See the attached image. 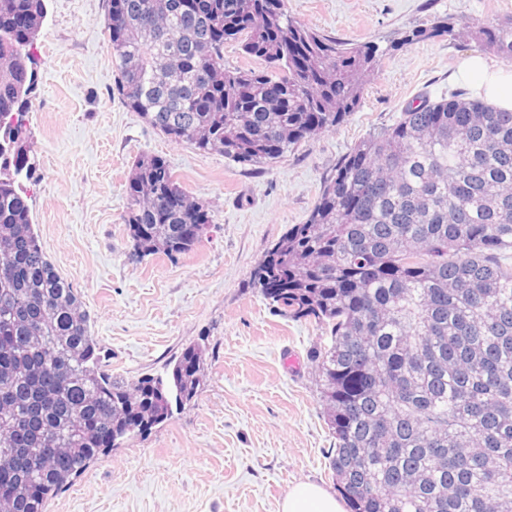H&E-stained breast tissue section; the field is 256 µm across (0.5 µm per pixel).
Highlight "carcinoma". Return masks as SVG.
Listing matches in <instances>:
<instances>
[{
  "label": "carcinoma",
  "mask_w": 512,
  "mask_h": 512,
  "mask_svg": "<svg viewBox=\"0 0 512 512\" xmlns=\"http://www.w3.org/2000/svg\"><path fill=\"white\" fill-rule=\"evenodd\" d=\"M45 0H0V512H47L104 451L191 400L205 348L168 380L104 369L75 289L46 257L20 178ZM125 106L177 143L261 166L358 107L382 52L293 20L284 0H107ZM512 60V20L414 28ZM234 43L256 70L224 66ZM138 253L207 234L206 204L155 155L126 187ZM253 286L328 342L311 352L350 512H512V112L456 93L411 103L356 144Z\"/></svg>",
  "instance_id": "obj_1"
}]
</instances>
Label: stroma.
<instances>
[{"mask_svg": "<svg viewBox=\"0 0 512 512\" xmlns=\"http://www.w3.org/2000/svg\"><path fill=\"white\" fill-rule=\"evenodd\" d=\"M321 34L385 48L361 104L342 124L280 162L244 166L168 139L117 91L105 0H48L34 53L38 83L26 118L25 186L32 222L56 272L78 293L113 377H169L193 343L205 379L146 434L101 455L48 512H279L290 488L337 486L334 444L310 352L324 331L276 311L252 270L291 225L305 221L323 181L362 139L411 100L472 93L458 74L483 53L466 38L400 45L406 30L512 18V0H285ZM143 154L163 157L213 222L189 253L136 257L123 217L125 185Z\"/></svg>", "mask_w": 512, "mask_h": 512, "instance_id": "1", "label": "stroma"}]
</instances>
